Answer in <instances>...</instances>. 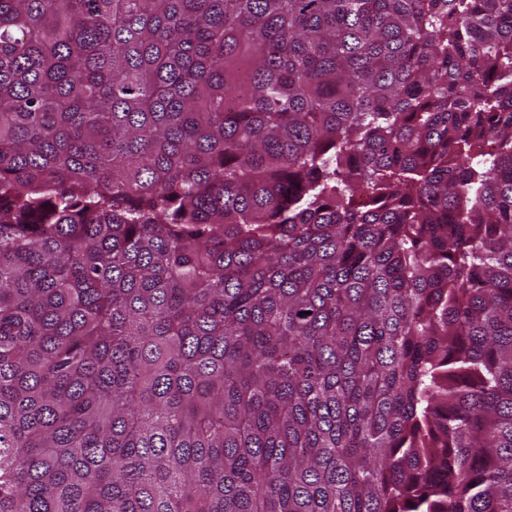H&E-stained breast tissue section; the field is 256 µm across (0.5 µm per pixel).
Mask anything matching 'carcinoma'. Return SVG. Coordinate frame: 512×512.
Here are the masks:
<instances>
[{"label":"carcinoma","mask_w":512,"mask_h":512,"mask_svg":"<svg viewBox=\"0 0 512 512\" xmlns=\"http://www.w3.org/2000/svg\"><path fill=\"white\" fill-rule=\"evenodd\" d=\"M0 512H512V0H0Z\"/></svg>","instance_id":"cac0c4a2"}]
</instances>
